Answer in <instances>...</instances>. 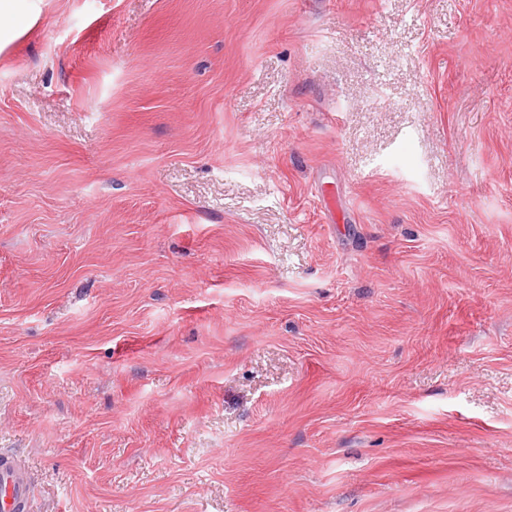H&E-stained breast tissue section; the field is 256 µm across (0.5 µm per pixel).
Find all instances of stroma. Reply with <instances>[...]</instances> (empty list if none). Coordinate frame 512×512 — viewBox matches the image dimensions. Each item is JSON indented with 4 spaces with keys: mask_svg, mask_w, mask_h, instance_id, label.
Here are the masks:
<instances>
[{
    "mask_svg": "<svg viewBox=\"0 0 512 512\" xmlns=\"http://www.w3.org/2000/svg\"><path fill=\"white\" fill-rule=\"evenodd\" d=\"M0 452L31 512H512V0H14Z\"/></svg>",
    "mask_w": 512,
    "mask_h": 512,
    "instance_id": "35a3bbf8",
    "label": "stroma"
}]
</instances>
